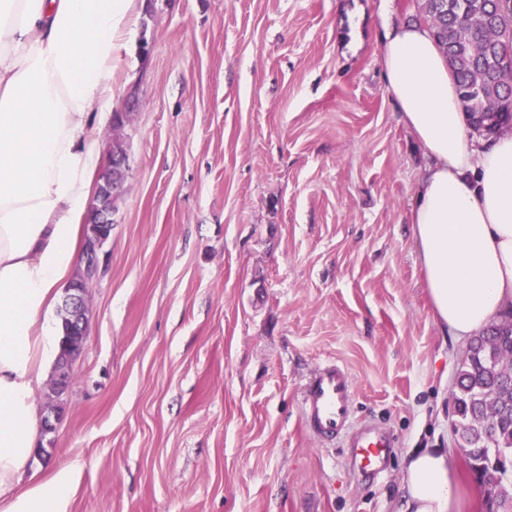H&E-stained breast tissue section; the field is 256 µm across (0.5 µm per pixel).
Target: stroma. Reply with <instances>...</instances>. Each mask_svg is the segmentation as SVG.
Returning a JSON list of instances; mask_svg holds the SVG:
<instances>
[{
    "label": "stroma",
    "instance_id": "obj_1",
    "mask_svg": "<svg viewBox=\"0 0 512 512\" xmlns=\"http://www.w3.org/2000/svg\"><path fill=\"white\" fill-rule=\"evenodd\" d=\"M423 0H135L116 52L126 190L54 430L66 512H405L403 459L455 443L467 342L434 325L408 222L428 165L380 65ZM393 435L372 477L301 422L321 364Z\"/></svg>",
    "mask_w": 512,
    "mask_h": 512
}]
</instances>
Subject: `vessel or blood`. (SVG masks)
<instances>
[{
  "mask_svg": "<svg viewBox=\"0 0 512 512\" xmlns=\"http://www.w3.org/2000/svg\"><path fill=\"white\" fill-rule=\"evenodd\" d=\"M301 418L304 426L318 437L347 438L364 472L378 474L386 468L395 441L371 422L354 429V386L343 366H320L306 379L301 389Z\"/></svg>",
  "mask_w": 512,
  "mask_h": 512,
  "instance_id": "1",
  "label": "vessel or blood"
}]
</instances>
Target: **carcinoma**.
Wrapping results in <instances>:
<instances>
[{
    "label": "carcinoma",
    "instance_id": "carcinoma-1",
    "mask_svg": "<svg viewBox=\"0 0 512 512\" xmlns=\"http://www.w3.org/2000/svg\"><path fill=\"white\" fill-rule=\"evenodd\" d=\"M425 23L446 55L469 124L488 134L512 120V0H424ZM129 113H112L109 158L127 154L119 133ZM473 357L459 365L451 391L456 419L470 422L487 399L501 406L490 430L462 432L466 461L484 492L485 512H512V475L499 464V452L512 449V313L475 336Z\"/></svg>",
    "mask_w": 512,
    "mask_h": 512
}]
</instances>
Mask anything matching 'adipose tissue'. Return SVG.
<instances>
[{
	"mask_svg": "<svg viewBox=\"0 0 512 512\" xmlns=\"http://www.w3.org/2000/svg\"><path fill=\"white\" fill-rule=\"evenodd\" d=\"M134 0H0V512H66L68 470L14 486L38 437L35 388L58 356L52 318L79 261L116 106L115 50ZM397 112L432 164L408 221L435 325L459 340L512 308V128L475 141L430 29L387 27ZM410 512H461L448 454L405 457Z\"/></svg>",
	"mask_w": 512,
	"mask_h": 512,
	"instance_id": "obj_1",
	"label": "adipose tissue"
}]
</instances>
